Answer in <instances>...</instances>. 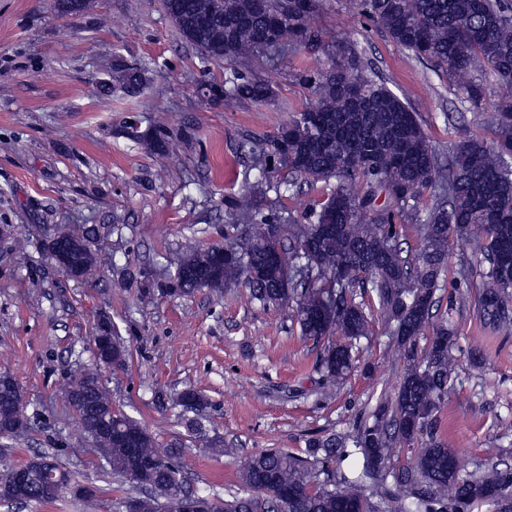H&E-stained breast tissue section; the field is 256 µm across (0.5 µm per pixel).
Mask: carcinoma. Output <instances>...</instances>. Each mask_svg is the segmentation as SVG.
Listing matches in <instances>:
<instances>
[{
  "label": "carcinoma",
  "instance_id": "obj_1",
  "mask_svg": "<svg viewBox=\"0 0 512 512\" xmlns=\"http://www.w3.org/2000/svg\"><path fill=\"white\" fill-rule=\"evenodd\" d=\"M314 16L320 0H161L181 37L208 61L227 65L224 85L206 87L216 100L262 102L274 96L271 84L253 69L262 52L290 47L313 49L320 31L297 21L299 2ZM366 20L397 47L416 59L464 81L465 101L480 108L485 82L493 77L497 102L487 115L493 139L458 132L442 156L433 148L418 114L413 112L354 51L346 63L304 69L298 80L311 89L312 102L295 112L268 143L249 147L258 171L251 188L226 205L243 228L224 235V256L217 248L190 243L170 282V291L198 288L221 293L246 288L250 300L292 310L300 335L320 352L323 389L329 393L347 375L352 349L369 334L365 297L378 306L388 335L405 366L397 392L379 402L349 435L330 433L308 441L313 460L279 448L253 456L239 469V493L226 500L201 494L182 475L181 449L156 452L155 437L112 399L98 374L86 371L61 388L60 397L79 416L112 476L126 485L125 512H179L186 498L199 512H512V468L488 465L467 478L448 470L455 453L438 434V413L453 384L457 358L452 326L436 317V292L445 287L451 242L466 238L481 255L478 270L462 266L455 277L478 275L477 299L466 291L449 297V309L477 306L492 330L512 334V0H352ZM145 68L116 59L112 91L139 97ZM163 118L151 132L130 125L134 140L158 139ZM272 161L292 179L336 181L335 189L312 210L307 222L283 223L265 207ZM432 191L433 202L419 208ZM382 204H377L379 197ZM409 213L420 234V247L404 253L396 224ZM95 236L59 230L46 236L53 254L77 237ZM288 256V268L268 262L270 251ZM96 264L88 245L71 254L68 274L78 278ZM340 335L342 341L330 340ZM428 337L423 352L420 337ZM129 350L116 328L105 357L112 370L126 368ZM170 401L196 414L208 406L195 389ZM23 397L10 374H0V437L17 439L27 432L21 417ZM420 443L406 463L396 466L395 449ZM354 457L345 472L336 464ZM21 470L28 478L25 501L56 498L68 475L54 455L35 454Z\"/></svg>",
  "mask_w": 512,
  "mask_h": 512
}]
</instances>
